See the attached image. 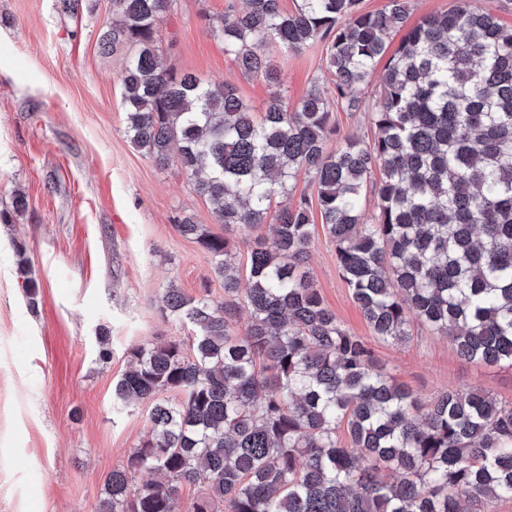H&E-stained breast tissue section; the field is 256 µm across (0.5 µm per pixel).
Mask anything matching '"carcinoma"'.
Wrapping results in <instances>:
<instances>
[{
    "label": "carcinoma",
    "mask_w": 512,
    "mask_h": 512,
    "mask_svg": "<svg viewBox=\"0 0 512 512\" xmlns=\"http://www.w3.org/2000/svg\"><path fill=\"white\" fill-rule=\"evenodd\" d=\"M174 2L112 0L120 23L101 47L135 48L120 75L130 143L180 170L224 225L220 236L177 220L224 281V302L164 289L161 315L193 336L187 349H129L112 400L148 403V432L106 479L99 512H182L181 487L198 482L190 512H490L512 498V402L480 388L422 400L340 325L306 269L316 209L374 336L408 342L411 313L468 361L512 363V27L455 0L389 55L408 0L374 13L359 0H300L293 11L247 0L204 17L242 73L274 83L262 47L323 42L335 77L333 97L314 89L291 110L275 98L258 119L233 85L164 64L158 29ZM385 56L374 139L327 152L333 106L356 107ZM301 172L317 204L303 195L272 210ZM19 274L33 307L38 283L24 265ZM139 472L157 479L136 488Z\"/></svg>",
    "instance_id": "cac0c4a2"
}]
</instances>
